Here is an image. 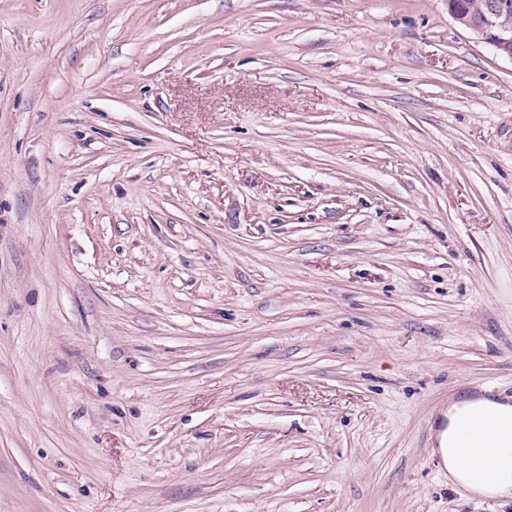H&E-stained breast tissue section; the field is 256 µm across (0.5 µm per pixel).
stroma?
Here are the masks:
<instances>
[{"label": "stroma", "instance_id": "obj_1", "mask_svg": "<svg viewBox=\"0 0 512 512\" xmlns=\"http://www.w3.org/2000/svg\"><path fill=\"white\" fill-rule=\"evenodd\" d=\"M512 60L448 0H0V512H512ZM502 400V404L511 407L509 413H490L475 403L458 411L453 420L451 445L474 465L480 479L486 483L512 478V453L501 449L512 445V400ZM489 432L494 435L492 439L486 438ZM453 448H438L449 482L459 483L479 496L508 497L512 493V479L494 485L479 482L468 463L458 457Z\"/></svg>", "mask_w": 512, "mask_h": 512}]
</instances>
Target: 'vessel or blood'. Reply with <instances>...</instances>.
Returning a JSON list of instances; mask_svg holds the SVG:
<instances>
[{
  "instance_id": "obj_1",
  "label": "vessel or blood",
  "mask_w": 512,
  "mask_h": 512,
  "mask_svg": "<svg viewBox=\"0 0 512 512\" xmlns=\"http://www.w3.org/2000/svg\"><path fill=\"white\" fill-rule=\"evenodd\" d=\"M483 390H474L469 408L457 412L453 421H440L439 429H451V444L473 464L487 483L512 478V412L492 413L481 404Z\"/></svg>"
}]
</instances>
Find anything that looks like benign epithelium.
<instances>
[{"label": "benign epithelium", "mask_w": 512, "mask_h": 512, "mask_svg": "<svg viewBox=\"0 0 512 512\" xmlns=\"http://www.w3.org/2000/svg\"><path fill=\"white\" fill-rule=\"evenodd\" d=\"M448 13L498 55L512 60V0H448Z\"/></svg>", "instance_id": "7a95c632"}]
</instances>
